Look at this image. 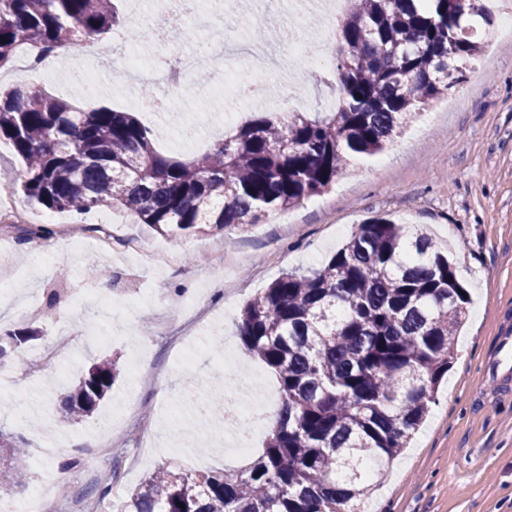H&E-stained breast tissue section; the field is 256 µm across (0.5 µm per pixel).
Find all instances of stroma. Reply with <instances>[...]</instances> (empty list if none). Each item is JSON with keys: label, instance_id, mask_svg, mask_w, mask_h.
I'll list each match as a JSON object with an SVG mask.
<instances>
[{"label": "stroma", "instance_id": "stroma-1", "mask_svg": "<svg viewBox=\"0 0 512 512\" xmlns=\"http://www.w3.org/2000/svg\"><path fill=\"white\" fill-rule=\"evenodd\" d=\"M468 80L429 107L380 155L349 162L332 189L270 216L244 233L168 237L126 217L113 225L108 256H75L58 234L48 242L51 264L24 267L35 241H11L12 302L0 306V329L39 328L40 339L9 353L12 409L0 428L26 448V497L47 473L66 493L55 512H74L79 491L118 469L123 489L169 462L195 471L235 469L242 456L221 446L214 423L198 426L206 447H185L167 433V410L192 388L219 395L235 374L248 399L277 397L275 375L244 347L236 323L248 300L288 270L320 267L353 228L372 216L426 226L453 248L457 277L468 288L467 322L426 422L394 462L368 512H512V380L483 375L503 329H512V44L496 29L489 50L467 65ZM162 245L176 256L163 273L132 262L122 241ZM224 250L215 267L213 248ZM107 258L112 318L94 320L80 303L91 288L86 273ZM61 296L53 318L26 313L45 289ZM226 343L214 349L213 331ZM120 374L85 422L62 418L71 381L100 358Z\"/></svg>", "mask_w": 512, "mask_h": 512}]
</instances>
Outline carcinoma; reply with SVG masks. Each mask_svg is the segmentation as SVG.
Here are the masks:
<instances>
[{"instance_id":"carcinoma-1","label":"carcinoma","mask_w":512,"mask_h":512,"mask_svg":"<svg viewBox=\"0 0 512 512\" xmlns=\"http://www.w3.org/2000/svg\"><path fill=\"white\" fill-rule=\"evenodd\" d=\"M336 107L265 113L192 161L159 154L128 112L81 109L25 84L0 86V143L24 164L21 190L58 213L120 209L169 236L245 232L324 193L416 111L466 81L460 62L490 39L492 0H347ZM117 0H0V72L26 46L63 59L121 25ZM184 27L145 29L155 45ZM420 227L371 218L319 269L282 273L243 307L238 334L278 376L282 403L262 453L236 470L160 466L121 512H354L423 422L454 359L467 294ZM34 337L0 332V360ZM117 362L73 383L63 419L89 418ZM25 451L0 430V492L26 484Z\"/></svg>"}]
</instances>
